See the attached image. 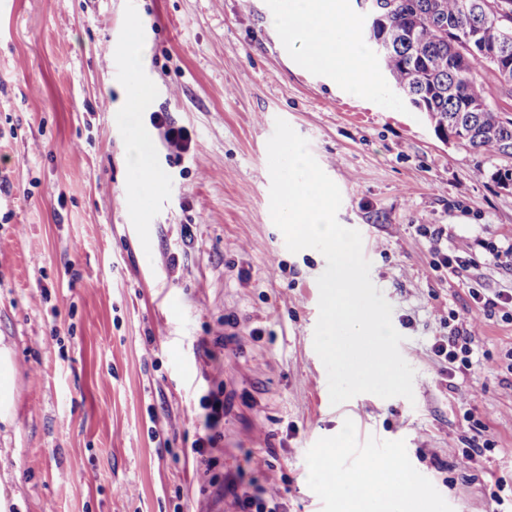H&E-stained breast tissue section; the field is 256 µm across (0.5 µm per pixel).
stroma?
<instances>
[{"mask_svg":"<svg viewBox=\"0 0 512 512\" xmlns=\"http://www.w3.org/2000/svg\"><path fill=\"white\" fill-rule=\"evenodd\" d=\"M276 4L0 0L8 512H239L235 491L253 485L283 490L285 512H338L318 476L334 445L340 473L393 455L392 486L422 512H512V318L469 293L512 291V266L488 251L512 242V186L475 177L482 157L441 140L372 49L362 97L302 67L304 42L271 23ZM156 112L190 132L187 154L168 156ZM279 117L339 187V222L362 235L413 399L330 403L313 347L326 260L290 252L269 211ZM134 141L154 185L138 183ZM437 228L443 252L472 247L455 271L434 262ZM473 315L476 363L447 375L432 346ZM218 389L221 493L191 453L201 399ZM13 378L12 352L7 346H0V423L6 426L12 423L14 417Z\"/></svg>","mask_w":512,"mask_h":512,"instance_id":"obj_1","label":"stroma"}]
</instances>
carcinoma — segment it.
<instances>
[{
    "mask_svg": "<svg viewBox=\"0 0 512 512\" xmlns=\"http://www.w3.org/2000/svg\"><path fill=\"white\" fill-rule=\"evenodd\" d=\"M366 38L393 85L434 129L488 162L512 159V118L479 68L512 84V0H382Z\"/></svg>",
    "mask_w": 512,
    "mask_h": 512,
    "instance_id": "cac0c4a2",
    "label": "carcinoma"
}]
</instances>
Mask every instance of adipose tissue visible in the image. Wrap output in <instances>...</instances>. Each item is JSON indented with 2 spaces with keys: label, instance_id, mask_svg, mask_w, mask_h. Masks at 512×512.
<instances>
[{
  "label": "adipose tissue",
  "instance_id": "obj_1",
  "mask_svg": "<svg viewBox=\"0 0 512 512\" xmlns=\"http://www.w3.org/2000/svg\"><path fill=\"white\" fill-rule=\"evenodd\" d=\"M274 25H287L290 33L301 35L306 44L305 60L315 69L354 79L355 94H366L369 84L359 82L363 51L336 7V0H284ZM390 466L372 461L358 475H341V486L352 488L341 512H401L396 497L389 492Z\"/></svg>",
  "mask_w": 512,
  "mask_h": 512
}]
</instances>
